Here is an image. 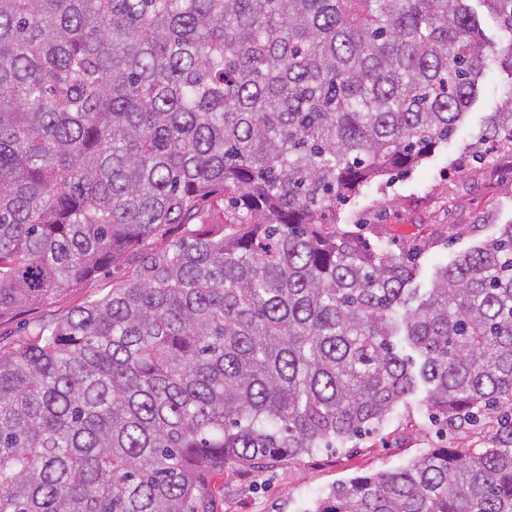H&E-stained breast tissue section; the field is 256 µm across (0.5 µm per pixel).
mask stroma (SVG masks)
Wrapping results in <instances>:
<instances>
[{
  "label": "stroma",
  "instance_id": "35a3bbf8",
  "mask_svg": "<svg viewBox=\"0 0 512 512\" xmlns=\"http://www.w3.org/2000/svg\"><path fill=\"white\" fill-rule=\"evenodd\" d=\"M484 84L479 102L448 143L407 174L363 186L337 213L340 229L371 241L384 236L405 248L421 247L417 280L426 288L437 266L512 224V155L494 152L484 163L470 156L471 143L512 95V75L491 62ZM161 246L158 240L132 244L123 259L78 287L0 314V345L23 338L29 323L102 298L122 280L127 258ZM433 415L431 404L416 396L399 403L374 433L346 447L278 458L260 468L225 469L213 479L223 489L212 501L213 512H313L316 502L329 498L341 482L396 470L430 448H471L485 435L479 427L444 432Z\"/></svg>",
  "mask_w": 512,
  "mask_h": 512
}]
</instances>
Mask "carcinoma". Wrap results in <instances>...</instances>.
Returning a JSON list of instances; mask_svg holds the SVG:
<instances>
[{
    "mask_svg": "<svg viewBox=\"0 0 512 512\" xmlns=\"http://www.w3.org/2000/svg\"><path fill=\"white\" fill-rule=\"evenodd\" d=\"M470 2L0 0V312L180 229L0 347V512H211L210 473L343 448L422 386L487 441L313 512H512V224L423 291L417 248L331 219L460 128ZM489 144L512 154V91Z\"/></svg>",
    "mask_w": 512,
    "mask_h": 512,
    "instance_id": "cac0c4a2",
    "label": "carcinoma"
}]
</instances>
